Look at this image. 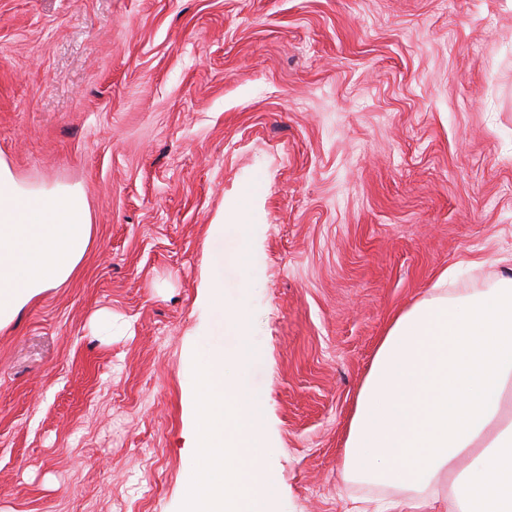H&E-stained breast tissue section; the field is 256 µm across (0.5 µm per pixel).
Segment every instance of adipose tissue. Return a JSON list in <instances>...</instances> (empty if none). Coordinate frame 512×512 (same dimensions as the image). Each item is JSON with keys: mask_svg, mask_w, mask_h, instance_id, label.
<instances>
[{"mask_svg": "<svg viewBox=\"0 0 512 512\" xmlns=\"http://www.w3.org/2000/svg\"><path fill=\"white\" fill-rule=\"evenodd\" d=\"M76 186L34 187L0 159V329L66 282L90 245ZM347 480L387 489L351 512H512V276L440 279L393 320L358 393Z\"/></svg>", "mask_w": 512, "mask_h": 512, "instance_id": "adipose-tissue-1", "label": "adipose tissue"}]
</instances>
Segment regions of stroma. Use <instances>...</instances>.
Instances as JSON below:
<instances>
[{"instance_id":"35a3bbf8","label":"stroma","mask_w":512,"mask_h":512,"mask_svg":"<svg viewBox=\"0 0 512 512\" xmlns=\"http://www.w3.org/2000/svg\"><path fill=\"white\" fill-rule=\"evenodd\" d=\"M0 158L93 223L0 330V512H179L242 340L275 512H345L391 321L512 268V0H0Z\"/></svg>"}]
</instances>
